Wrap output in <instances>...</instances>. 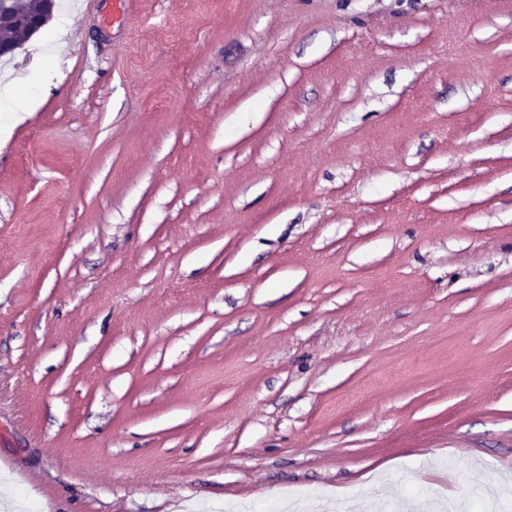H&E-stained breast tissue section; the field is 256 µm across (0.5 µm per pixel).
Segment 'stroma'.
Returning <instances> with one entry per match:
<instances>
[{
	"instance_id": "stroma-1",
	"label": "stroma",
	"mask_w": 512,
	"mask_h": 512,
	"mask_svg": "<svg viewBox=\"0 0 512 512\" xmlns=\"http://www.w3.org/2000/svg\"><path fill=\"white\" fill-rule=\"evenodd\" d=\"M113 4L0 61V512L512 497V0ZM0 107L1 112L19 114L28 107V100L21 98L15 93V89L9 84H0Z\"/></svg>"
}]
</instances>
